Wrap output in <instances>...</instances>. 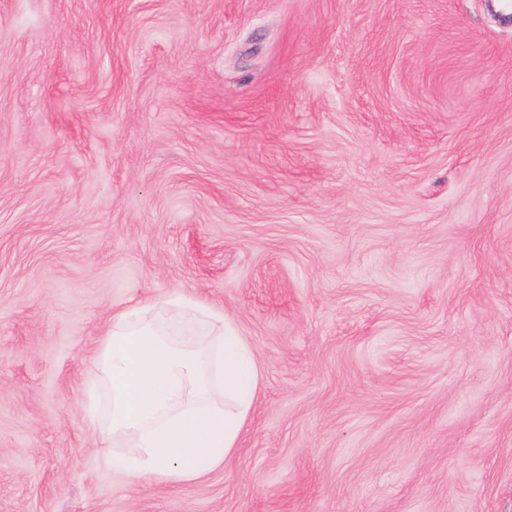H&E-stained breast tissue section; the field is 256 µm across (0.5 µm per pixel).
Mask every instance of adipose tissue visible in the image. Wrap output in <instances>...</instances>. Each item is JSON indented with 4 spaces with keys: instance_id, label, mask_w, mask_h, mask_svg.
<instances>
[{
    "instance_id": "adipose-tissue-1",
    "label": "adipose tissue",
    "mask_w": 512,
    "mask_h": 512,
    "mask_svg": "<svg viewBox=\"0 0 512 512\" xmlns=\"http://www.w3.org/2000/svg\"><path fill=\"white\" fill-rule=\"evenodd\" d=\"M147 312L115 313L100 349L112 388L108 431L130 446L112 466L138 479H198L238 448L262 370L231 321L217 347L199 353L162 340Z\"/></svg>"
}]
</instances>
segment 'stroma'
I'll use <instances>...</instances> for the list:
<instances>
[{
  "label": "stroma",
  "instance_id": "1",
  "mask_svg": "<svg viewBox=\"0 0 512 512\" xmlns=\"http://www.w3.org/2000/svg\"><path fill=\"white\" fill-rule=\"evenodd\" d=\"M263 381L114 471L113 311ZM0 512H512V22L492 0H0Z\"/></svg>",
  "mask_w": 512,
  "mask_h": 512
}]
</instances>
